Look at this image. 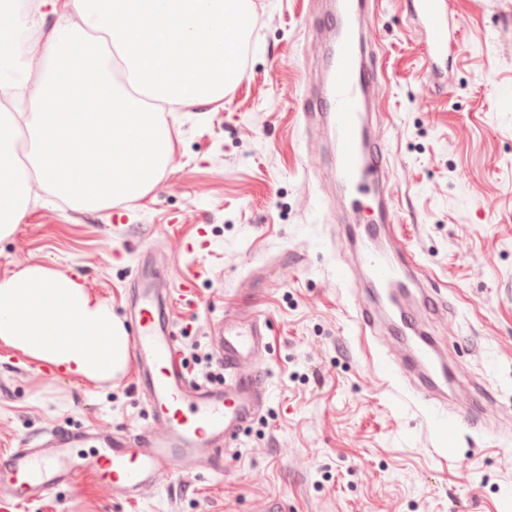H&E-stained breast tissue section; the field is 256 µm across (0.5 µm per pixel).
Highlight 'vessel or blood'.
Listing matches in <instances>:
<instances>
[{
	"mask_svg": "<svg viewBox=\"0 0 512 512\" xmlns=\"http://www.w3.org/2000/svg\"><path fill=\"white\" fill-rule=\"evenodd\" d=\"M402 5L423 34L427 74L441 81L462 36L449 0H402ZM375 18L373 0H325L322 15L312 19L324 53L304 96L303 116L307 126L331 136L329 178L350 204L340 233L354 262L359 334L383 372L422 406L429 446L442 458L462 430L482 429L494 397L482 379L468 384L467 402L454 400L463 384V367L449 359L427 323L453 315L455 308L395 230L390 153L386 141L373 132L381 120L373 101L383 58L380 44L368 37ZM168 306L150 281L134 283L125 351L137 371L136 386L147 400L149 425L139 432L51 430L39 443L20 444L0 459V505L45 497L87 470L128 501L137 500L179 460L209 473L221 472L239 435L267 404L264 368L244 374L240 366L258 361L269 350V326L261 317L243 320L225 311L213 336L214 358L224 380L199 384L186 377L176 360Z\"/></svg>",
	"mask_w": 512,
	"mask_h": 512,
	"instance_id": "obj_1",
	"label": "vessel or blood"
}]
</instances>
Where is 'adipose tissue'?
<instances>
[{"mask_svg":"<svg viewBox=\"0 0 512 512\" xmlns=\"http://www.w3.org/2000/svg\"><path fill=\"white\" fill-rule=\"evenodd\" d=\"M0 339L73 376L108 380L127 365L126 331L108 306L77 279L37 264L0 282Z\"/></svg>","mask_w":512,"mask_h":512,"instance_id":"adipose-tissue-1","label":"adipose tissue"}]
</instances>
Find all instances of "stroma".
Returning <instances> with one entry per match:
<instances>
[{
    "label": "stroma",
    "instance_id": "35a3bbf8",
    "mask_svg": "<svg viewBox=\"0 0 512 512\" xmlns=\"http://www.w3.org/2000/svg\"><path fill=\"white\" fill-rule=\"evenodd\" d=\"M247 72L224 98L169 117L174 149L154 187L116 208L30 203L0 240V281L40 264L80 278L116 317L138 275L171 267L165 288L195 291L172 308L186 375L209 354V329L249 305L270 325L268 405L219 475L165 480L128 503L91 476L14 512H512V436L497 415L456 441L452 465L431 452L425 414L395 395L363 353L352 282L340 279L338 196L321 180L324 143L302 126L308 62L322 52L305 22L308 0H253ZM464 26L441 86L426 77L422 33L401 0H378L371 37L385 74L376 130L389 143L396 225L437 276L458 314L437 326L493 358L489 376L512 410V0H452ZM207 225L208 245L181 251ZM303 256L294 267V256ZM134 368L116 381L46 376L0 340V454L47 430L146 425Z\"/></svg>",
    "mask_w": 512,
    "mask_h": 512
}]
</instances>
